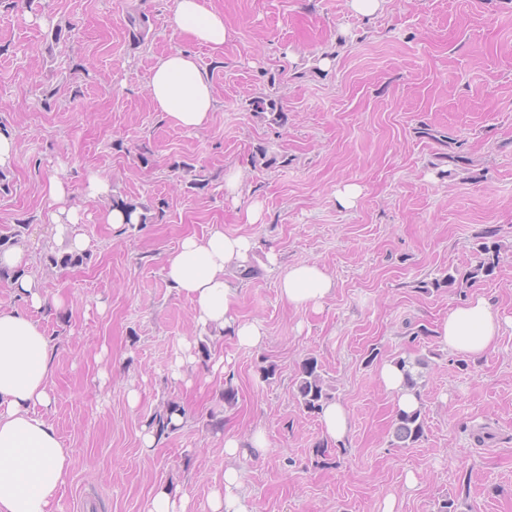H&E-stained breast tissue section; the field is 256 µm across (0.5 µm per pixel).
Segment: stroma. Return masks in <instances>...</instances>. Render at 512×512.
<instances>
[{"label":"stroma","mask_w":512,"mask_h":512,"mask_svg":"<svg viewBox=\"0 0 512 512\" xmlns=\"http://www.w3.org/2000/svg\"><path fill=\"white\" fill-rule=\"evenodd\" d=\"M174 2L0 0V130L16 142L0 235L26 222L16 244L45 292L67 299L36 315L57 395L47 417L72 459L57 512H145L162 487L207 512L229 466L253 512H382L390 496L397 512H512V326L478 357L435 335L474 295L512 317V0H384L366 17L349 0H209L231 32L217 52L173 32ZM142 13L140 41L129 18ZM174 49L193 53L213 85L202 128L172 126L151 104L150 68ZM258 97L280 103L286 123L254 113ZM260 148L277 164L252 165ZM231 168L244 173L236 203L224 194ZM92 171L109 177L110 195H84ZM53 175L84 215L91 260L47 271L42 257L61 246L41 192ZM346 183L361 188L349 209L333 201ZM116 197L141 205L146 224L102 223ZM255 201L263 223H242ZM213 224L255 243L256 275L235 267L227 278L238 313L264 327L261 348L197 327L191 300L164 278L182 238ZM487 233L498 263L485 276L475 269ZM304 262L336 282L317 312L278 294L288 266ZM187 339L223 355L225 373L211 376L200 358L193 386L173 379ZM309 357L349 414L342 445L295 397ZM400 357L423 361L425 431L407 448L377 376ZM265 367L275 370L266 382ZM170 401L186 419L144 454L142 429ZM258 431L261 456H225V435Z\"/></svg>","instance_id":"35a3bbf8"}]
</instances>
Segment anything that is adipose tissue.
<instances>
[{
	"label": "adipose tissue",
	"instance_id": "ef3b65f1",
	"mask_svg": "<svg viewBox=\"0 0 512 512\" xmlns=\"http://www.w3.org/2000/svg\"><path fill=\"white\" fill-rule=\"evenodd\" d=\"M176 32L211 50H223L230 38L222 11L208 0H176L172 14ZM148 90L156 111L185 129L205 126L215 109L208 75L195 56L174 49L158 56L150 69ZM42 192L51 202L48 223L65 234L70 251L82 253L89 242L79 231L83 217L70 200L65 183L50 178ZM253 250L251 238L225 234L211 225L203 236L185 237L163 266L172 288L192 298L198 327L234 337L240 346L256 348L265 332L256 321L241 318L233 301V287L225 273L243 266ZM27 251H0V267L17 271L13 293L27 303V311L0 306V512H54L72 466L70 454L45 412L57 400L50 381L49 338L35 319L47 302L63 307L62 296L47 298L37 277L29 273ZM336 287L333 277L315 262L289 267L280 281L281 298L297 309L319 310ZM507 317L482 296L451 308L437 329L448 350L480 356L493 349ZM209 512H252L238 471L226 468L210 492Z\"/></svg>",
	"mask_w": 512,
	"mask_h": 512
}]
</instances>
